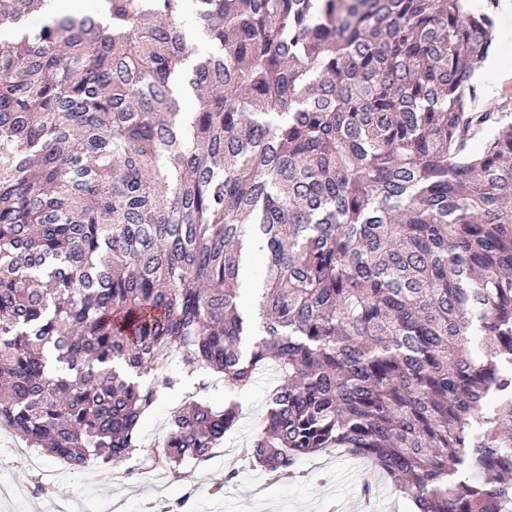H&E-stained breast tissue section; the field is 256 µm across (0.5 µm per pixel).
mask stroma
I'll return each instance as SVG.
<instances>
[{
  "mask_svg": "<svg viewBox=\"0 0 512 512\" xmlns=\"http://www.w3.org/2000/svg\"><path fill=\"white\" fill-rule=\"evenodd\" d=\"M497 37L491 59L475 72V93L470 108L475 112L505 109L512 118V79L501 80L499 65L512 67V14H497ZM272 370L236 396L241 420L236 432L225 438L223 451L201 465L183 466L178 476L154 486L138 485L135 479L113 483L105 479L80 487V508L95 506L109 512L122 503L125 512H152L156 499H165L174 512H360V489L375 487L374 512H413V503L397 490L392 479L375 472L365 460L335 450L303 459L293 474L271 476L250 461L237 459L238 448L256 437L266 411V394L274 383ZM237 459L238 474L226 479L230 459ZM14 486L19 502L28 508L48 507L49 495L36 475L6 446L0 445V478Z\"/></svg>",
  "mask_w": 512,
  "mask_h": 512,
  "instance_id": "obj_1",
  "label": "stroma"
}]
</instances>
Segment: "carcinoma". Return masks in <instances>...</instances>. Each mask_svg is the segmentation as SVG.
Here are the masks:
<instances>
[{
	"instance_id": "carcinoma-1",
	"label": "carcinoma",
	"mask_w": 512,
	"mask_h": 512,
	"mask_svg": "<svg viewBox=\"0 0 512 512\" xmlns=\"http://www.w3.org/2000/svg\"><path fill=\"white\" fill-rule=\"evenodd\" d=\"M104 2L0 0V427L124 466L191 379L175 469L273 369L268 474L343 449L418 512H512V122L468 103L496 0ZM184 391L174 392L165 397L144 420L140 432L142 446L154 448L149 446L161 440L167 431L172 412L183 404Z\"/></svg>"
}]
</instances>
